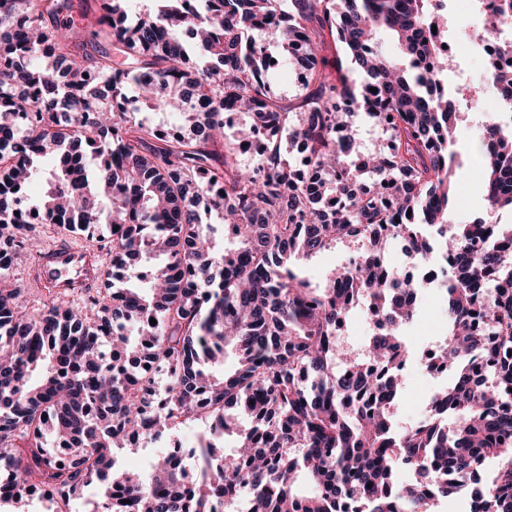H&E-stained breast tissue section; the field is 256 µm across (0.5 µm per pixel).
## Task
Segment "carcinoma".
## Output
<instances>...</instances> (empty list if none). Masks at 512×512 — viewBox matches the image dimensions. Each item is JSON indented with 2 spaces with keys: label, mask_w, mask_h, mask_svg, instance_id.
<instances>
[{
  "label": "carcinoma",
  "mask_w": 512,
  "mask_h": 512,
  "mask_svg": "<svg viewBox=\"0 0 512 512\" xmlns=\"http://www.w3.org/2000/svg\"><path fill=\"white\" fill-rule=\"evenodd\" d=\"M127 2L80 0L94 22L85 39L63 21L73 0H0V503L42 492L53 512H71L96 482L92 512H238L244 501L250 512H338L345 501L396 512L397 499L429 512L462 491L470 512H512V224L495 225L479 250L476 224H449L461 132L456 99L432 88L446 54L419 40L445 20L433 0H291L288 13L280 0H164L133 18ZM326 32L335 79L319 53ZM383 32L401 58L381 52ZM105 42L124 48L125 68ZM273 58L304 72L295 98L270 93ZM488 75L512 98V71L492 61ZM228 104L250 119L235 138ZM142 105L177 126L138 118ZM361 113L385 137L368 167L356 158ZM264 127L288 142L247 170L241 144ZM475 149L488 207L512 210V131ZM41 158L57 164L43 170ZM367 176L384 192L346 193ZM36 179L46 190L31 210ZM203 207L224 220L222 240ZM34 217L70 233L115 231L97 246L112 255L100 284L78 302L48 288L50 304L29 316L8 280L16 249L41 252ZM381 226L424 262L452 253L462 263L432 283L388 275L374 259ZM345 240L369 244L357 268L319 283L301 275L299 262ZM430 284L446 295L448 335L423 366L454 382L424 419L399 427L403 366L421 361L404 332ZM357 299L385 324L365 355L338 335ZM476 361L489 366L483 380L472 378ZM234 411L256 426L218 456ZM199 419L211 426L197 480L172 452L148 475L113 470L112 449ZM490 457L500 463L483 480ZM399 465L415 478L397 481Z\"/></svg>",
  "instance_id": "carcinoma-1"
}]
</instances>
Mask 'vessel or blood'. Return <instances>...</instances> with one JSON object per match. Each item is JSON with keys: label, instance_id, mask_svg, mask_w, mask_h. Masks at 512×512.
Instances as JSON below:
<instances>
[{"label": "vessel or blood", "instance_id": "vessel-or-blood-1", "mask_svg": "<svg viewBox=\"0 0 512 512\" xmlns=\"http://www.w3.org/2000/svg\"><path fill=\"white\" fill-rule=\"evenodd\" d=\"M104 270L103 257L82 242L47 246L38 261L41 282L70 295L83 283L100 278Z\"/></svg>", "mask_w": 512, "mask_h": 512}]
</instances>
